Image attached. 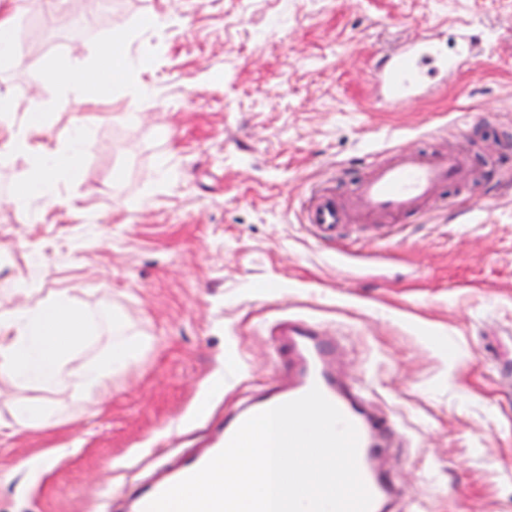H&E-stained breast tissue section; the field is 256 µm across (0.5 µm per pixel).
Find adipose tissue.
I'll list each match as a JSON object with an SVG mask.
<instances>
[{
	"instance_id": "adipose-tissue-1",
	"label": "adipose tissue",
	"mask_w": 512,
	"mask_h": 512,
	"mask_svg": "<svg viewBox=\"0 0 512 512\" xmlns=\"http://www.w3.org/2000/svg\"><path fill=\"white\" fill-rule=\"evenodd\" d=\"M81 151V135L76 132L60 153L43 156L37 163L35 183L16 194V203L27 204L57 171L76 165ZM97 320V314L73 309L62 293L23 307L0 309V375L47 390L66 385L78 402L99 395L110 385L113 373L138 356L141 343L124 335L117 324L113 327L115 338L106 353L77 367H68L69 352L83 343Z\"/></svg>"
}]
</instances>
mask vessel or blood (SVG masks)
Wrapping results in <instances>:
<instances>
[{"label": "vessel or blood", "mask_w": 512, "mask_h": 512, "mask_svg": "<svg viewBox=\"0 0 512 512\" xmlns=\"http://www.w3.org/2000/svg\"><path fill=\"white\" fill-rule=\"evenodd\" d=\"M472 59L469 44H461L451 54L436 40H417L403 52L382 58L372 73V82L381 89L389 105L401 108L419 100L428 87L423 63H433L436 69L452 74ZM471 172L469 156L399 148L392 159L369 161L350 200H343L329 187L313 189L303 221L318 240H333L343 233L351 212L355 211L386 218L383 233L388 236L398 232V218L423 217L427 205L437 199L441 188L467 184ZM268 333L274 338V358L285 367L277 383L233 416L210 419L203 450L183 456L157 478L125 491L113 502L112 512H144L150 501L221 452L249 417L297 399L315 387L357 429V461L372 495L370 512H397L402 502L401 489L395 475L380 459L393 447L399 429L373 406L361 379L337 372L339 341L326 335L316 321L303 318L280 319L269 327Z\"/></svg>", "instance_id": "1"}]
</instances>
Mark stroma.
<instances>
[{"label":"stroma","instance_id":"stroma-1","mask_svg":"<svg viewBox=\"0 0 512 512\" xmlns=\"http://www.w3.org/2000/svg\"><path fill=\"white\" fill-rule=\"evenodd\" d=\"M15 28L0 96L38 113L33 152L0 156V308L64 292L109 304L149 343L82 403L0 377V418L49 401L57 423L0 434V512H103L197 448L279 371L265 324L284 314L343 337L406 443L388 462L418 512H512V0H0ZM466 18L473 67L394 112L370 69ZM122 37L108 62L101 48ZM90 69V90L52 78ZM86 126L50 198L15 206L34 151ZM396 147L470 153L477 180L423 219L357 243L303 222L314 186L350 194ZM345 251L337 259V251ZM179 448L164 447L173 428ZM34 468H21V461Z\"/></svg>","mask_w":512,"mask_h":512}]
</instances>
